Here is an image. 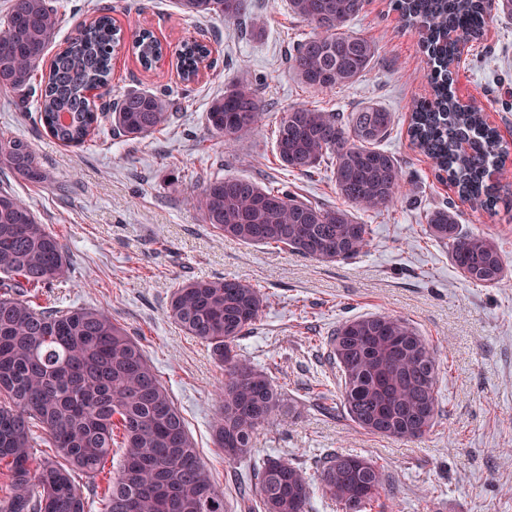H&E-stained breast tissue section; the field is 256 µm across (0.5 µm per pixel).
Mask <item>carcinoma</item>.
Segmentation results:
<instances>
[{"instance_id": "obj_1", "label": "carcinoma", "mask_w": 512, "mask_h": 512, "mask_svg": "<svg viewBox=\"0 0 512 512\" xmlns=\"http://www.w3.org/2000/svg\"><path fill=\"white\" fill-rule=\"evenodd\" d=\"M409 23L426 31L433 98L412 106V141L458 189L461 201L491 216L501 199L493 172L509 155L481 113L452 90L450 67L464 48L448 39H478L492 0H394ZM197 20L221 19L262 25L250 0H178ZM365 0H288L292 15L314 26L290 56L299 82L328 92L366 76L377 53L370 39L348 25ZM51 61L36 82L40 62L61 30L52 0H8L0 17V89L26 92L46 132L61 144L81 148L101 131L113 139L144 140L170 123L173 107L164 94L131 90L100 109L87 91L112 80V55L120 43L108 8ZM135 55L152 68L161 45L151 33L134 41ZM205 46L194 42L178 57L182 79L196 76ZM264 105L249 78L241 76L206 110L214 138L240 140L253 134ZM393 115L378 104L353 112L306 105L279 119L275 151L286 169L308 175L331 164L345 208L303 201L272 183L233 175L208 178L194 199L203 223L226 238L249 245L283 247L316 259L358 256L369 241L368 225L352 209L380 213L401 193V165L381 148ZM32 185L50 175L28 142L0 136V171ZM428 233L449 247L451 262L469 283L499 285L502 255L489 237L463 231L450 203L425 215ZM69 270L56 235L39 223L31 206L0 190V470L7 492L0 512H85L76 476L95 478L112 451L113 426L123 433V459L101 499V512H230L224 492L201 463L185 419L141 346L105 311L92 307L35 308L27 293L51 288ZM267 298L253 285L213 277L183 283L171 293L167 316L194 339L212 347L224 371L215 390L214 445L237 449L233 463L251 453L259 431L283 408V395L269 375L235 347L261 319ZM331 354L342 372V403L353 423L374 434L419 440L438 416L440 365L434 349L407 320L389 314L347 319L331 335ZM42 441L54 453L36 459ZM323 496L341 512L385 508V470L359 455L335 453L320 473ZM237 496L252 502L247 512H313L314 491L303 469L279 458L253 461L235 475Z\"/></svg>"}]
</instances>
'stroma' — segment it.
<instances>
[{"label":"stroma","mask_w":512,"mask_h":512,"mask_svg":"<svg viewBox=\"0 0 512 512\" xmlns=\"http://www.w3.org/2000/svg\"><path fill=\"white\" fill-rule=\"evenodd\" d=\"M59 2L58 46L97 5L109 7L124 35L112 57V81L98 89L96 105L150 88L169 95L174 115L164 132L142 141L67 147L21 110L16 94L2 90L0 134L26 139L54 183L23 186L0 173V185L29 201L38 222L64 246L70 275L47 289L50 301L104 310L141 344L226 500L237 498L233 467L212 438L222 370L208 345L166 315L174 287L213 276L248 281L269 297L238 351L283 388L288 409L260 432L253 456L299 465L315 487L329 455L373 459L390 477L387 512H512V223L459 203L456 188L437 178L434 161L411 142V104L431 95L421 30L402 19L393 0H366L349 28L377 44L372 70L321 94L304 89L290 66L292 45L314 28L289 14L287 0H253V14L265 26L250 35L241 24L187 17L177 0ZM144 29L173 50L190 38L207 42L213 66L189 85L171 62L144 70L130 46ZM243 72L268 111L250 137L213 138L206 109ZM454 87L512 147V19L491 14L480 40L455 65ZM299 103L333 112L376 103L393 114L382 147L401 163L409 185L388 211L359 212L370 243L356 258L322 261L244 245L203 224L194 207L204 182L217 174L275 181L301 199L341 205L329 167L299 175L272 153L277 119ZM454 201L464 230L496 242L509 269L498 286L468 283L447 245L427 234L426 212ZM376 313L406 319L436 351L439 415L424 439L366 432L342 407L330 336L342 321Z\"/></svg>","instance_id":"35a3bbf8"}]
</instances>
